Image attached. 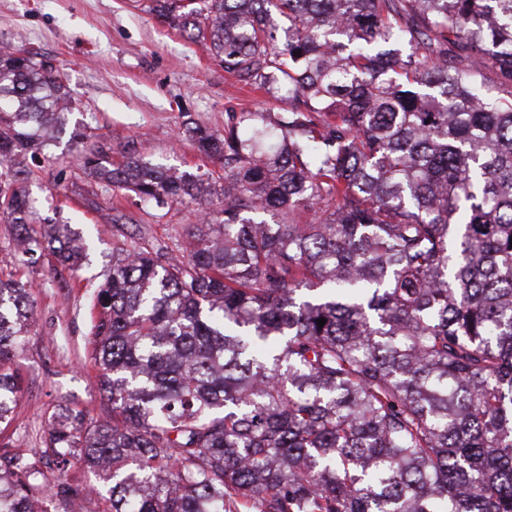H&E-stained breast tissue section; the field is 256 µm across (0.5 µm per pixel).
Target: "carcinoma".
I'll list each match as a JSON object with an SVG mask.
<instances>
[{
    "label": "carcinoma",
    "instance_id": "carcinoma-1",
    "mask_svg": "<svg viewBox=\"0 0 512 512\" xmlns=\"http://www.w3.org/2000/svg\"><path fill=\"white\" fill-rule=\"evenodd\" d=\"M149 12L288 112L190 130L224 184L75 161L158 207L205 205L189 254L112 248L92 359L112 420L61 409L40 460L0 456V512H512V0H150ZM73 95L33 54L0 50V424L33 315L21 270L79 268L67 224L33 226L27 159ZM222 203L212 217L213 199ZM313 209L315 224L295 223ZM326 323L318 327V319ZM65 479L75 485L95 486L98 489L99 494L87 500L85 503V510L87 511L83 512H101L106 508L105 499L109 496V484L104 483L91 471L84 467L75 466L66 473Z\"/></svg>",
    "mask_w": 512,
    "mask_h": 512
}]
</instances>
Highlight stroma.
Returning a JSON list of instances; mask_svg holds the SVG:
<instances>
[{
	"mask_svg": "<svg viewBox=\"0 0 512 512\" xmlns=\"http://www.w3.org/2000/svg\"><path fill=\"white\" fill-rule=\"evenodd\" d=\"M149 0H0V46L22 47L63 71L75 98L68 134L47 157L29 160L26 187L40 221L59 219L75 233L95 227L81 270L48 255L26 269L33 284L32 327L13 361L21 378L15 420L0 432L9 452L38 458L53 412L70 408L86 422L109 418L90 353L91 295L105 280L112 248L129 236L169 247L184 244L200 207L185 199L148 207L134 193L86 178L69 137L76 130L101 142L112 163L127 144L145 159L209 177L219 163L201 155L189 130L223 131L231 111L271 108L287 100L241 86L197 43L163 24ZM125 223L112 221L114 212Z\"/></svg>",
	"mask_w": 512,
	"mask_h": 512,
	"instance_id": "stroma-1",
	"label": "stroma"
}]
</instances>
